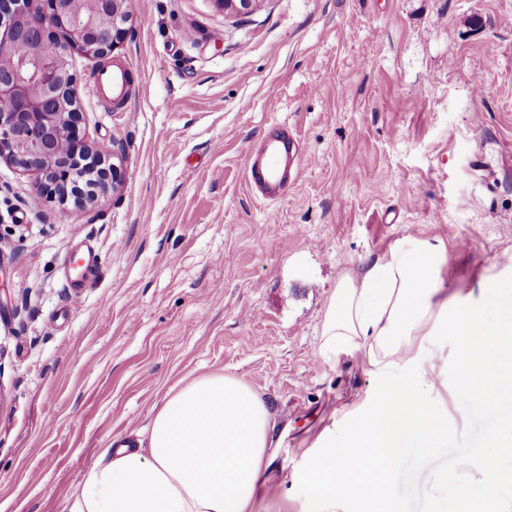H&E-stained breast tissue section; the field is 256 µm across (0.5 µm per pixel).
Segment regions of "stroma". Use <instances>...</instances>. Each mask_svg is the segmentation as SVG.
I'll return each instance as SVG.
<instances>
[{
	"label": "stroma",
	"mask_w": 512,
	"mask_h": 512,
	"mask_svg": "<svg viewBox=\"0 0 512 512\" xmlns=\"http://www.w3.org/2000/svg\"><path fill=\"white\" fill-rule=\"evenodd\" d=\"M131 3L107 60L68 59L81 135L121 153L117 190L62 205L0 161V512H66L103 449L209 373L270 410L259 512H312L318 442L408 372L318 356L331 287L407 235L447 243L449 293L507 274L512 0H260L245 17ZM105 62L129 71L123 104L92 93ZM276 123L299 174L271 202L245 169ZM456 345L436 339L448 438L388 484L402 512H454L440 477L470 453L512 473Z\"/></svg>",
	"instance_id": "35a3bbf8"
}]
</instances>
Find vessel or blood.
<instances>
[{
  "instance_id": "obj_1",
  "label": "vessel or blood",
  "mask_w": 512,
  "mask_h": 512,
  "mask_svg": "<svg viewBox=\"0 0 512 512\" xmlns=\"http://www.w3.org/2000/svg\"><path fill=\"white\" fill-rule=\"evenodd\" d=\"M128 84L127 72L118 67L98 73L93 89L111 95L124 96ZM298 158L296 138L284 125L270 129L260 151L247 166V180L264 198H278L295 173Z\"/></svg>"
}]
</instances>
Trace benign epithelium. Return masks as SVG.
<instances>
[{
    "label": "benign epithelium",
    "mask_w": 512,
    "mask_h": 512,
    "mask_svg": "<svg viewBox=\"0 0 512 512\" xmlns=\"http://www.w3.org/2000/svg\"><path fill=\"white\" fill-rule=\"evenodd\" d=\"M48 11L33 0H0V160L36 174L62 203H80L105 187L109 150L89 154L103 177L94 188L74 184L73 162L87 149L79 137L83 115L75 107L73 76L67 57L82 52L107 57L132 20L131 0H47ZM259 0H216L226 11L247 15ZM62 32L63 38L53 35ZM28 53L18 55L15 50Z\"/></svg>",
    "instance_id": "benign-epithelium-1"
}]
</instances>
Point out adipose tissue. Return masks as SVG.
<instances>
[{
  "label": "adipose tissue",
  "mask_w": 512,
  "mask_h": 512,
  "mask_svg": "<svg viewBox=\"0 0 512 512\" xmlns=\"http://www.w3.org/2000/svg\"><path fill=\"white\" fill-rule=\"evenodd\" d=\"M448 246L405 236L361 273L340 278L324 313L319 356L359 354L386 369L412 364L387 385L371 412L348 422L341 441H322L306 492L314 512L342 504L398 512L387 485L408 454L428 455L448 421L434 390L433 337L458 339L460 386L502 424L512 446V319L489 322L512 303V281L483 276L465 299L448 295ZM273 445L262 397L224 374L201 376L169 392L152 413L146 445L105 449L69 500L68 512H254ZM458 512H512V476L483 455L461 458L453 473Z\"/></svg>",
  "instance_id": "1"
}]
</instances>
